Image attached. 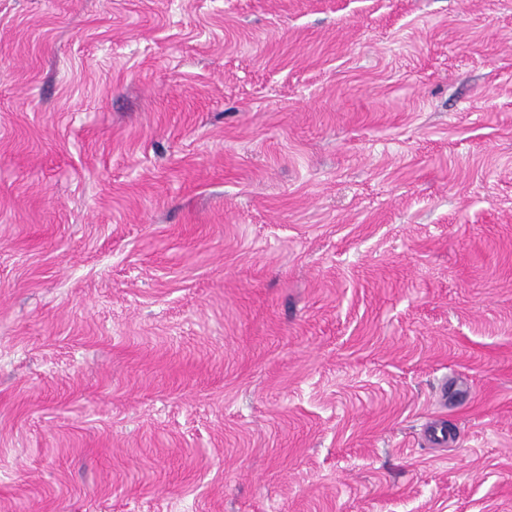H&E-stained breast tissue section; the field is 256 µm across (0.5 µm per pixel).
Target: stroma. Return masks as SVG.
<instances>
[{
  "label": "stroma",
  "mask_w": 512,
  "mask_h": 512,
  "mask_svg": "<svg viewBox=\"0 0 512 512\" xmlns=\"http://www.w3.org/2000/svg\"><path fill=\"white\" fill-rule=\"evenodd\" d=\"M0 512H512V0H0Z\"/></svg>",
  "instance_id": "stroma-1"
}]
</instances>
